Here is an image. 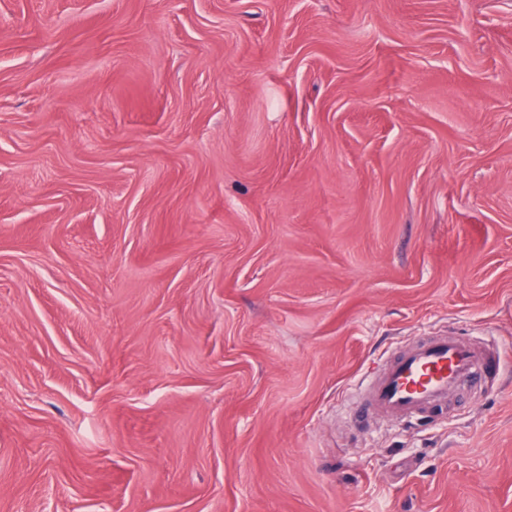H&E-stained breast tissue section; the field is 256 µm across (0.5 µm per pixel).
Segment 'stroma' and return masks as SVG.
Wrapping results in <instances>:
<instances>
[{
  "label": "stroma",
  "instance_id": "stroma-1",
  "mask_svg": "<svg viewBox=\"0 0 512 512\" xmlns=\"http://www.w3.org/2000/svg\"><path fill=\"white\" fill-rule=\"evenodd\" d=\"M0 512H512V0H0ZM502 347L485 348L454 336H429L387 361L370 380L359 419L419 420L498 365ZM361 413V414H360Z\"/></svg>",
  "mask_w": 512,
  "mask_h": 512
}]
</instances>
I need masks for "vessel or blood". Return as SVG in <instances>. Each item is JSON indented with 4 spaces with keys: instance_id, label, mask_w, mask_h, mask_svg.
<instances>
[{
    "instance_id": "b4317fda",
    "label": "vessel or blood",
    "mask_w": 512,
    "mask_h": 512,
    "mask_svg": "<svg viewBox=\"0 0 512 512\" xmlns=\"http://www.w3.org/2000/svg\"><path fill=\"white\" fill-rule=\"evenodd\" d=\"M501 349L454 336H430L387 361L360 402L362 418L411 422L473 386L498 365Z\"/></svg>"
}]
</instances>
